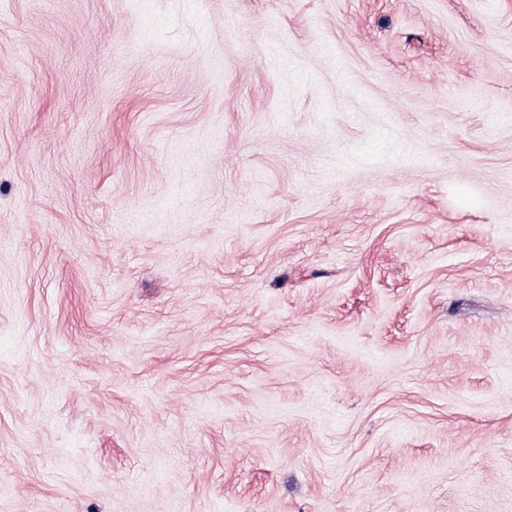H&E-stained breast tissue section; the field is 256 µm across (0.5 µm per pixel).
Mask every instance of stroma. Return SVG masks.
Here are the masks:
<instances>
[{"label":"stroma","instance_id":"obj_1","mask_svg":"<svg viewBox=\"0 0 512 512\" xmlns=\"http://www.w3.org/2000/svg\"><path fill=\"white\" fill-rule=\"evenodd\" d=\"M0 512H512V0H0Z\"/></svg>","mask_w":512,"mask_h":512}]
</instances>
